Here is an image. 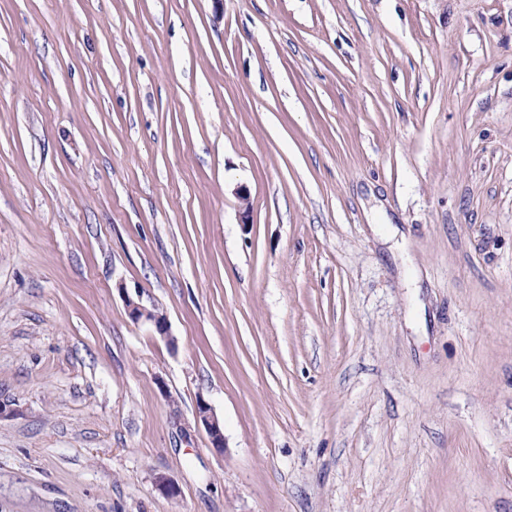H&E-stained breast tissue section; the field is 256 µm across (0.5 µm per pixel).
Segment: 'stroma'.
<instances>
[{
  "mask_svg": "<svg viewBox=\"0 0 512 512\" xmlns=\"http://www.w3.org/2000/svg\"><path fill=\"white\" fill-rule=\"evenodd\" d=\"M0 400V512H512V0H0ZM197 413L200 421L207 430L215 448H224L223 425L212 412L210 406L203 400L198 402Z\"/></svg>",
  "mask_w": 512,
  "mask_h": 512,
  "instance_id": "obj_1",
  "label": "stroma"
}]
</instances>
